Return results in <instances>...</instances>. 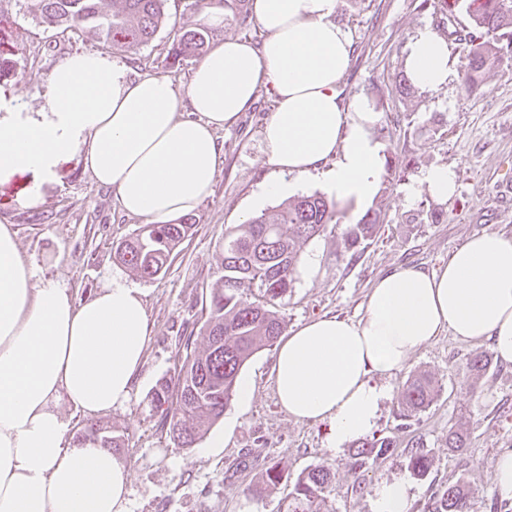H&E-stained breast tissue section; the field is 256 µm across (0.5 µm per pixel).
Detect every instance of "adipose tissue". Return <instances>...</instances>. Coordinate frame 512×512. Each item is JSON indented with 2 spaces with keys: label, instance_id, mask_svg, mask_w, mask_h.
<instances>
[{
  "label": "adipose tissue",
  "instance_id": "obj_1",
  "mask_svg": "<svg viewBox=\"0 0 512 512\" xmlns=\"http://www.w3.org/2000/svg\"><path fill=\"white\" fill-rule=\"evenodd\" d=\"M338 0H251L261 46L227 38L193 70L185 94L161 75H136L100 53L56 66L48 106L31 112L0 96V184L31 172L25 206L39 203L62 162L81 153L119 211L163 224L213 192L216 133L236 123L260 87L275 107L263 130L271 169L258 201L285 196L289 177L325 172L323 188L359 210L377 195L386 145L366 97L343 103L351 41L334 21ZM414 85L448 81V42L420 30L407 48ZM490 341L512 364V237L487 233L437 270L402 268L378 279L355 321L325 316L279 342L273 368L282 408L326 421L338 446L366 436L390 377L442 332ZM150 327L142 293L113 279L75 303L54 282L33 283L10 225L0 224V512H130L127 472L111 450L70 443L58 406L91 416L125 405L139 380Z\"/></svg>",
  "mask_w": 512,
  "mask_h": 512
}]
</instances>
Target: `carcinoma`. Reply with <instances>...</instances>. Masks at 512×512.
I'll return each mask as SVG.
<instances>
[{
  "mask_svg": "<svg viewBox=\"0 0 512 512\" xmlns=\"http://www.w3.org/2000/svg\"><path fill=\"white\" fill-rule=\"evenodd\" d=\"M167 0H23L32 18L48 29L79 34L95 31L103 44L114 49H137L151 41L164 26ZM469 8L475 32L469 34L468 85H477L487 69L502 58V48L489 40H506L512 46V0H471ZM207 34L187 30L174 40L173 64L202 52ZM334 216V204L313 193L289 199L273 218L256 217L224 233V274L212 287L203 307L205 344L186 353L169 378H162L152 399L161 409L162 426L183 448L192 447L224 416L237 387L243 366L257 351L271 347L285 331V322L274 311L294 285V272L301 246L322 232ZM379 227L377 218L353 224L344 232L347 248L371 238ZM193 225L146 224L116 249L121 263L136 274L153 280L165 274L173 252L191 235ZM437 391L424 374L411 375L403 385L398 406L404 418L415 416L434 400ZM90 440L102 448H123L125 439L99 424L78 433L77 442ZM395 448L389 438H360L354 441V465L365 468ZM431 460L420 449L410 452L405 473L423 477ZM288 478V469L275 463L268 467L260 485L263 494ZM336 489L335 473L324 465L310 466L296 478L288 512H322ZM476 490L459 481L433 493L431 512H470Z\"/></svg>",
  "mask_w": 512,
  "mask_h": 512,
  "instance_id": "cac0c4a2",
  "label": "carcinoma"
}]
</instances>
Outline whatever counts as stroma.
<instances>
[{"label": "stroma", "instance_id": "stroma-1", "mask_svg": "<svg viewBox=\"0 0 512 512\" xmlns=\"http://www.w3.org/2000/svg\"><path fill=\"white\" fill-rule=\"evenodd\" d=\"M190 2L168 0L164 27L146 46L126 51L104 46L90 30L75 36L45 28L18 0H0V57L8 63L0 75V94L19 98L34 112L45 108L52 70L75 52L119 59L137 74L168 76L177 90H184L198 60L172 66L169 49L179 34L201 25V12ZM335 20L353 48L343 98L362 94L374 103L379 114L374 133L387 145V161L380 190L367 210L336 207L327 230L303 245V254L316 259L318 272L309 281L295 279L276 308L290 330L325 314L358 318L379 277L403 267H438L473 236L512 237V57L487 70L475 88L464 85L473 29L465 0L452 9L446 0H339ZM426 27L447 40L452 73L439 90L417 88L407 94L400 87L406 46ZM272 107L271 92L260 88L254 106L234 126L218 131L223 151L214 192L189 213L192 236L173 255L167 272L154 280H144L115 261V245L142 221L115 209L111 189L92 180L81 155L61 166L57 181L46 187L35 207L22 204L30 174L0 184V224L13 226L35 283H58L80 302L119 276L146 295L151 333L142 378L130 402L97 417L60 403L68 439L93 422L125 434L127 443L116 454L127 469L131 512H288L294 476L314 465L335 472L328 512H372L375 486L401 476L407 455L418 447L432 466L425 477L409 481L411 512H428L433 492L458 481L477 489L474 512H489L497 497V457L512 449V365L494 358L486 342L441 334L384 380L389 396L381 403L372 434L394 438L396 448L366 470L351 468L349 444L332 446L329 423L299 422L281 408L272 347L257 352L240 373L252 383L250 402L243 406L232 401L208 431L209 436H223V447L180 448L163 430L152 391L172 375L187 346L203 345L200 309L222 273L224 232L239 224L246 204L271 173L261 130ZM432 166L455 171L453 198L436 200L421 185L423 172ZM411 186L416 194L410 200L406 194ZM368 213L379 214L378 233L346 249L345 225L361 223ZM480 353L490 360L476 372L470 363ZM418 371L437 382L438 395L425 411L404 420L397 411L399 391ZM452 427L465 433L466 448H449ZM280 461L288 466V479L253 495L265 469Z\"/></svg>", "mask_w": 512, "mask_h": 512}]
</instances>
